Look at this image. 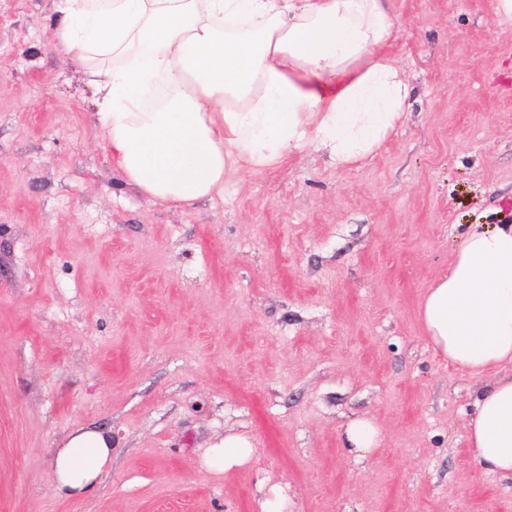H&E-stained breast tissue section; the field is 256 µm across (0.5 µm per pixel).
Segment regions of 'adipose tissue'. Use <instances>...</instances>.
<instances>
[{
  "label": "adipose tissue",
  "mask_w": 512,
  "mask_h": 512,
  "mask_svg": "<svg viewBox=\"0 0 512 512\" xmlns=\"http://www.w3.org/2000/svg\"><path fill=\"white\" fill-rule=\"evenodd\" d=\"M59 44L100 92L97 124L121 180L160 204L223 196L301 146L339 167L367 159L403 120L410 85L389 0H56ZM418 318L434 354L479 380L466 438L512 480V218L463 234ZM252 440L207 448L216 471ZM112 463V432L79 427L53 448L59 497L83 499Z\"/></svg>",
  "instance_id": "ef3b65f1"
}]
</instances>
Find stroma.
I'll list each match as a JSON object with an SVG mask.
<instances>
[{
  "label": "stroma",
  "mask_w": 512,
  "mask_h": 512,
  "mask_svg": "<svg viewBox=\"0 0 512 512\" xmlns=\"http://www.w3.org/2000/svg\"><path fill=\"white\" fill-rule=\"evenodd\" d=\"M394 7L411 93L372 157L303 148L181 207L119 179L53 0H0V512H259L265 477L281 512H512L466 442L477 384L417 320L462 229L512 208V20ZM80 426L112 465L63 500L51 451ZM230 430L253 456L217 474ZM381 442V432L370 420L356 419L345 430L344 447L356 459L371 455L381 446Z\"/></svg>",
  "instance_id": "35a3bbf8"
}]
</instances>
